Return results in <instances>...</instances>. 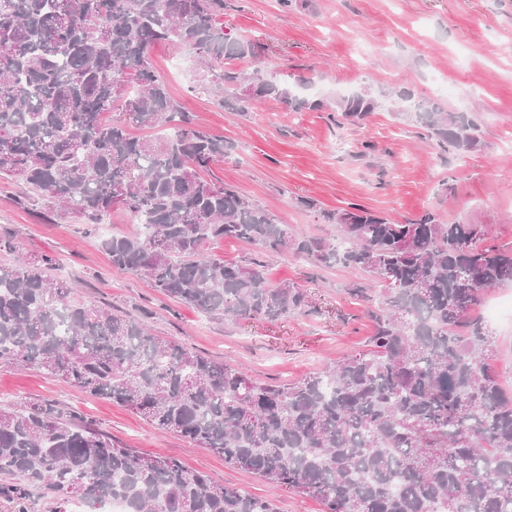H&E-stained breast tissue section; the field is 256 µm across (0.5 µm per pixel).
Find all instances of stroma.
I'll list each match as a JSON object with an SVG mask.
<instances>
[{
	"mask_svg": "<svg viewBox=\"0 0 512 512\" xmlns=\"http://www.w3.org/2000/svg\"><path fill=\"white\" fill-rule=\"evenodd\" d=\"M224 25L263 45L258 67L293 96L329 102L365 93L381 107L342 125L331 113L274 102L233 112L199 92L203 72L189 52L157 47L152 64L173 97L203 130L235 145L212 179L298 234L337 240L336 225L322 223L318 212L355 204L398 222L433 211L449 223L483 225L487 243L512 246V147L505 142L512 129V0H293L287 8L276 0H232ZM418 105L464 116L477 128V147H438L416 118ZM25 189L17 177L0 182V234L14 236L27 255L55 258L57 276L77 283L81 301L149 313L155 335L234 362L261 381L292 383L369 349L365 306L348 291L356 276L343 267L316 268L289 253L266 258L268 281L307 289L310 308L233 323L113 267L100 239L139 233L129 215L112 212L94 238L76 217L48 223L19 205ZM307 199L316 209L304 207ZM42 402L76 411L141 453L176 458L217 484L270 498L276 512H325L319 501L273 490L180 434L159 433L126 407L40 369L0 363V404Z\"/></svg>",
	"mask_w": 512,
	"mask_h": 512,
	"instance_id": "stroma-1",
	"label": "stroma"
}]
</instances>
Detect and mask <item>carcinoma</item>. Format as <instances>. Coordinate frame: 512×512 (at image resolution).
<instances>
[{
    "mask_svg": "<svg viewBox=\"0 0 512 512\" xmlns=\"http://www.w3.org/2000/svg\"><path fill=\"white\" fill-rule=\"evenodd\" d=\"M229 0H0V176H20L40 217L79 216L96 236L122 209L136 236L101 242L112 265L209 316L279 319L309 307L294 284L272 285L259 261L204 255L210 241L341 264L380 285L366 302L372 350L292 384L152 335L142 319L72 299L49 255L0 266V363L33 366L178 433L230 466L320 501L325 512H512V391L489 363L492 340L474 316L512 282V246H485L480 224L434 212L392 222L351 206L323 210L344 248L288 233L266 209L203 176L234 144L208 134L171 96L151 51H188L217 104L246 112L272 100L356 123L367 94L298 99L256 68L263 46L224 30ZM439 147L472 150L475 125L437 107L416 113ZM155 129V141L129 132ZM112 500L126 512H275L273 500L214 483L171 457L112 439L51 402L0 407V500L31 512Z\"/></svg>",
    "mask_w": 512,
    "mask_h": 512,
    "instance_id": "obj_1",
    "label": "carcinoma"
}]
</instances>
